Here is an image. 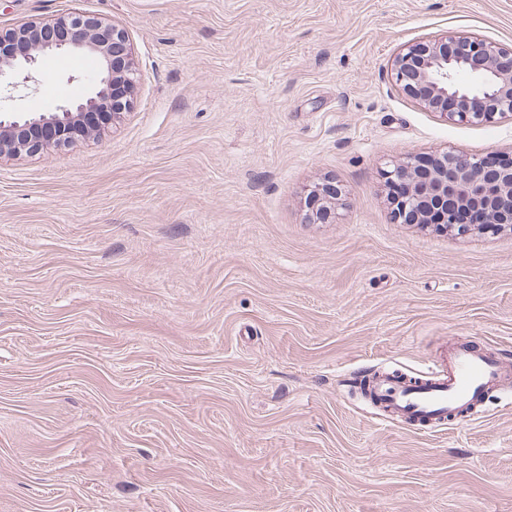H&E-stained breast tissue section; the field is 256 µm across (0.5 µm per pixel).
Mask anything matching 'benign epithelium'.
Listing matches in <instances>:
<instances>
[{
	"label": "benign epithelium",
	"mask_w": 512,
	"mask_h": 512,
	"mask_svg": "<svg viewBox=\"0 0 512 512\" xmlns=\"http://www.w3.org/2000/svg\"><path fill=\"white\" fill-rule=\"evenodd\" d=\"M55 53L90 55L98 68L90 96L52 112L0 113V158L65 148L102 126L119 121L132 106L137 77L135 48L127 31L103 17L67 13L0 29V100L39 83L36 65ZM472 78L463 85L457 76ZM396 86L444 118L486 125L512 116V48L474 35L447 34L413 43L392 60ZM455 151L410 154L385 171L386 183L405 192L391 207L400 224L448 223L452 208L476 210L490 224L512 228V157ZM340 184L326 180L304 191L310 222L331 218L342 197Z\"/></svg>",
	"instance_id": "obj_1"
}]
</instances>
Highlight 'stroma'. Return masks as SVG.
I'll use <instances>...</instances> for the list:
<instances>
[{
  "label": "stroma",
  "mask_w": 512,
  "mask_h": 512,
  "mask_svg": "<svg viewBox=\"0 0 512 512\" xmlns=\"http://www.w3.org/2000/svg\"><path fill=\"white\" fill-rule=\"evenodd\" d=\"M70 11L124 27L138 75L100 135L0 159V512H512L511 395L425 427L359 388L452 339L512 364V230L394 223L383 178L512 151V117L390 73L450 32L512 47V0H0V26ZM36 70L0 110L95 73ZM340 184L333 180H325L304 191V205L307 209L306 218L309 222L323 221L335 215L336 202L342 197ZM333 207V213L331 210Z\"/></svg>",
  "instance_id": "1"
}]
</instances>
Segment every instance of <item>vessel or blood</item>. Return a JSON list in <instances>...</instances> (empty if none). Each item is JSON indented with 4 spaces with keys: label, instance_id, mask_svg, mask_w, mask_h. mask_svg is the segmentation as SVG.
Segmentation results:
<instances>
[{
    "label": "vessel or blood",
    "instance_id": "1",
    "mask_svg": "<svg viewBox=\"0 0 512 512\" xmlns=\"http://www.w3.org/2000/svg\"><path fill=\"white\" fill-rule=\"evenodd\" d=\"M504 387H512V366L464 342L448 346L440 366L418 376L397 373L369 382L372 403L386 414L437 425L474 416L489 392Z\"/></svg>",
    "mask_w": 512,
    "mask_h": 512
}]
</instances>
